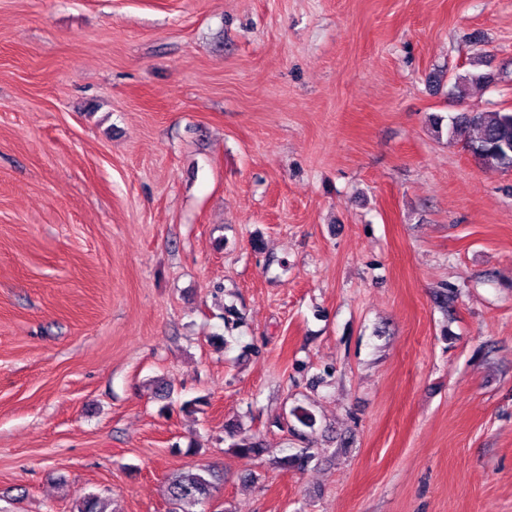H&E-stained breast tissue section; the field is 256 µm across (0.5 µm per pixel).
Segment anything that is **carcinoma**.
I'll return each mask as SVG.
<instances>
[{
  "mask_svg": "<svg viewBox=\"0 0 512 512\" xmlns=\"http://www.w3.org/2000/svg\"><path fill=\"white\" fill-rule=\"evenodd\" d=\"M494 76L481 71H468L454 77L450 93L462 101L469 87L488 85ZM448 139L462 141L474 158L484 167L492 170L512 171V112L464 110L449 118ZM240 457L258 456L262 446L252 436L241 435L231 444ZM220 481V475L213 469L200 468L176 475L167 486L169 512H188L187 505L202 504L212 497ZM76 512H106L104 500L94 494L81 495L75 504Z\"/></svg>",
  "mask_w": 512,
  "mask_h": 512,
  "instance_id": "1",
  "label": "carcinoma"
}]
</instances>
